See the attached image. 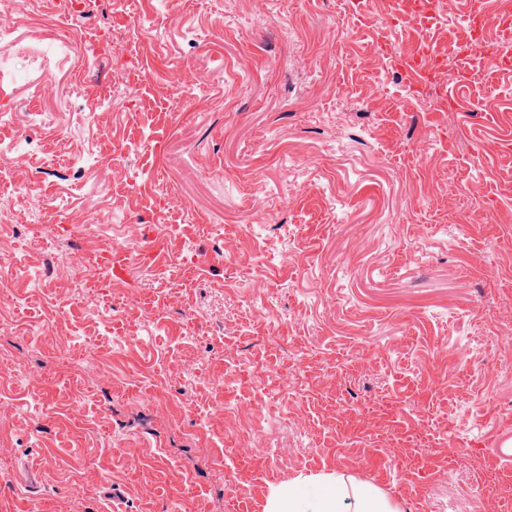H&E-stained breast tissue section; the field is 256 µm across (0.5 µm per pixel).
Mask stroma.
<instances>
[{
	"mask_svg": "<svg viewBox=\"0 0 512 512\" xmlns=\"http://www.w3.org/2000/svg\"><path fill=\"white\" fill-rule=\"evenodd\" d=\"M464 9L420 29L403 0H180L131 29L117 6L116 60L0 0V88L23 102L0 206L54 227L0 268L80 250L99 270L88 293L0 290V512H264L333 472L404 512H512V60L493 31L466 81L403 68L460 40Z\"/></svg>",
	"mask_w": 512,
	"mask_h": 512,
	"instance_id": "stroma-1",
	"label": "stroma"
}]
</instances>
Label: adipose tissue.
Returning a JSON list of instances; mask_svg holds the SVG:
<instances>
[{"mask_svg":"<svg viewBox=\"0 0 512 512\" xmlns=\"http://www.w3.org/2000/svg\"><path fill=\"white\" fill-rule=\"evenodd\" d=\"M265 512H400L378 487L341 474L299 476L280 485Z\"/></svg>","mask_w":512,"mask_h":512,"instance_id":"1","label":"adipose tissue"}]
</instances>
